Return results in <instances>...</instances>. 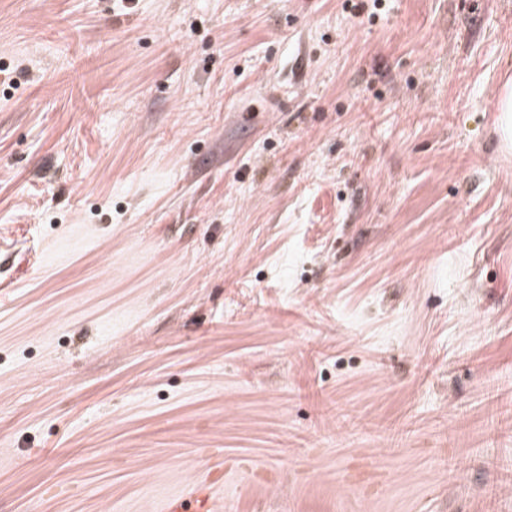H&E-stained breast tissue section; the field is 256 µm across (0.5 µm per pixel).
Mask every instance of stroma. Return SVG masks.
Instances as JSON below:
<instances>
[{
    "mask_svg": "<svg viewBox=\"0 0 512 512\" xmlns=\"http://www.w3.org/2000/svg\"><path fill=\"white\" fill-rule=\"evenodd\" d=\"M512 0H0V512H512ZM499 123L502 139L505 143L512 141V79H507L502 87L498 101Z\"/></svg>",
    "mask_w": 512,
    "mask_h": 512,
    "instance_id": "stroma-1",
    "label": "stroma"
}]
</instances>
